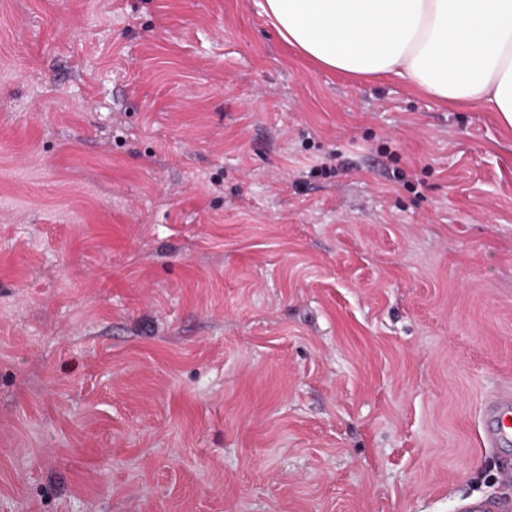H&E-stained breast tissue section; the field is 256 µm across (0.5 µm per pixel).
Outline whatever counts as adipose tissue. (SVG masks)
I'll list each match as a JSON object with an SVG mask.
<instances>
[{"label":"adipose tissue","mask_w":512,"mask_h":512,"mask_svg":"<svg viewBox=\"0 0 512 512\" xmlns=\"http://www.w3.org/2000/svg\"><path fill=\"white\" fill-rule=\"evenodd\" d=\"M278 39L316 67L397 79L512 129V0H262Z\"/></svg>","instance_id":"1"}]
</instances>
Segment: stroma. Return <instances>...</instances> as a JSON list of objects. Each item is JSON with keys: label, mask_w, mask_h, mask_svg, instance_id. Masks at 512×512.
Listing matches in <instances>:
<instances>
[{"label": "stroma", "mask_w": 512, "mask_h": 512, "mask_svg": "<svg viewBox=\"0 0 512 512\" xmlns=\"http://www.w3.org/2000/svg\"><path fill=\"white\" fill-rule=\"evenodd\" d=\"M507 385L495 113L257 0H0V512H458Z\"/></svg>", "instance_id": "obj_1"}]
</instances>
